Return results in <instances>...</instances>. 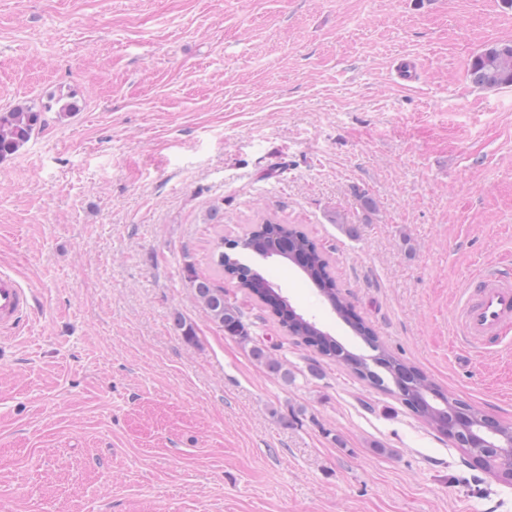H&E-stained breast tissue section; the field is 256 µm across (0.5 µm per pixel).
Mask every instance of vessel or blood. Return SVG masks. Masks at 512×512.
Instances as JSON below:
<instances>
[{"instance_id": "b4317fda", "label": "vessel or blood", "mask_w": 512, "mask_h": 512, "mask_svg": "<svg viewBox=\"0 0 512 512\" xmlns=\"http://www.w3.org/2000/svg\"><path fill=\"white\" fill-rule=\"evenodd\" d=\"M32 292L10 272L0 270V332L18 326L27 313ZM512 325V275L486 265L469 282L460 309L459 334L472 347L497 341Z\"/></svg>"}]
</instances>
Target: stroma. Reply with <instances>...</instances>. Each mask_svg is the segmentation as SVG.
<instances>
[{
  "mask_svg": "<svg viewBox=\"0 0 512 512\" xmlns=\"http://www.w3.org/2000/svg\"><path fill=\"white\" fill-rule=\"evenodd\" d=\"M505 41L502 0H0V110L78 105L0 162V268L33 294L0 338V512H512V482L214 264L298 227L395 355L512 424V331L470 354L454 323L483 263L512 269V87L468 77ZM188 260L290 379L209 320ZM257 265L367 353L292 265Z\"/></svg>",
  "mask_w": 512,
  "mask_h": 512,
  "instance_id": "35a3bbf8",
  "label": "stroma"
}]
</instances>
